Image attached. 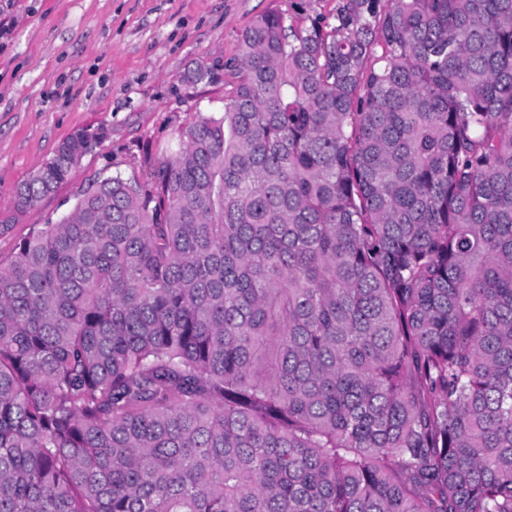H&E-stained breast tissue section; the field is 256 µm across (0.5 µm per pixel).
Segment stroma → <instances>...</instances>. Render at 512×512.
Masks as SVG:
<instances>
[{
	"mask_svg": "<svg viewBox=\"0 0 512 512\" xmlns=\"http://www.w3.org/2000/svg\"><path fill=\"white\" fill-rule=\"evenodd\" d=\"M340 0H0V207L79 131L100 142L58 191L0 226L9 261L33 228L55 223L113 173L151 179L162 149L198 115L219 116L238 81L239 37L275 11L305 29ZM205 66L212 82L188 75Z\"/></svg>",
	"mask_w": 512,
	"mask_h": 512,
	"instance_id": "obj_1",
	"label": "stroma"
}]
</instances>
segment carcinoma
<instances>
[{
	"label": "carcinoma",
	"instance_id": "cac0c4a2",
	"mask_svg": "<svg viewBox=\"0 0 512 512\" xmlns=\"http://www.w3.org/2000/svg\"><path fill=\"white\" fill-rule=\"evenodd\" d=\"M239 63L0 263V512H512V0L267 12Z\"/></svg>",
	"mask_w": 512,
	"mask_h": 512
}]
</instances>
